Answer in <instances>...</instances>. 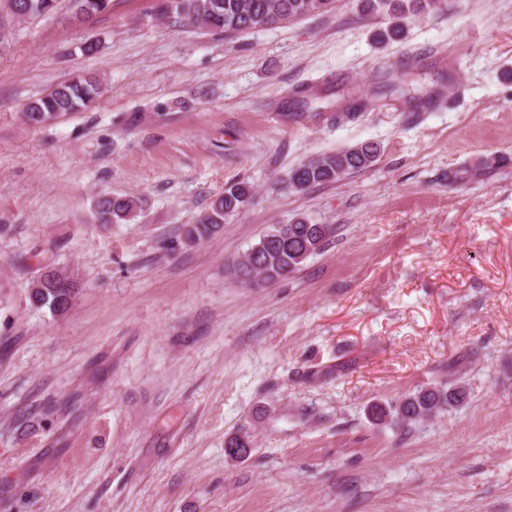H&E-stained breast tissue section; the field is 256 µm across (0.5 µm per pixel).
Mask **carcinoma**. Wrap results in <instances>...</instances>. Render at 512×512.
Masks as SVG:
<instances>
[{"instance_id": "obj_1", "label": "carcinoma", "mask_w": 512, "mask_h": 512, "mask_svg": "<svg viewBox=\"0 0 512 512\" xmlns=\"http://www.w3.org/2000/svg\"><path fill=\"white\" fill-rule=\"evenodd\" d=\"M111 0H72L69 20L88 24L105 12ZM337 0H161L157 11L172 15L185 27L208 33L245 32L294 21L304 16L323 14L336 8ZM369 13L386 12L396 18L423 15L442 8V0H363ZM56 0H0V44L7 40L3 30L13 21L43 16L54 11ZM97 80L76 75L53 86L43 96L25 104L23 115L28 125L43 126L71 112L89 107L98 97ZM380 156L376 142L324 154L302 163L289 172L290 187L303 191L318 184L333 183L344 175L371 167ZM252 195L246 182L225 185L224 193L214 199L209 210L193 224H187L181 236L187 246L208 237L224 223V217L239 212ZM97 219L101 224H127L143 211L140 197L104 194L95 200ZM334 233L330 224H308L300 219L292 224H274L262 234L259 242L229 268L231 277L241 284L272 283L300 270L312 255L324 250ZM73 276L46 263L28 292L31 306L66 313L79 294ZM467 389L460 384L438 383L404 396L395 405H375L370 416L382 422L395 416L403 423H415L437 413L447 412L465 403Z\"/></svg>"}]
</instances>
